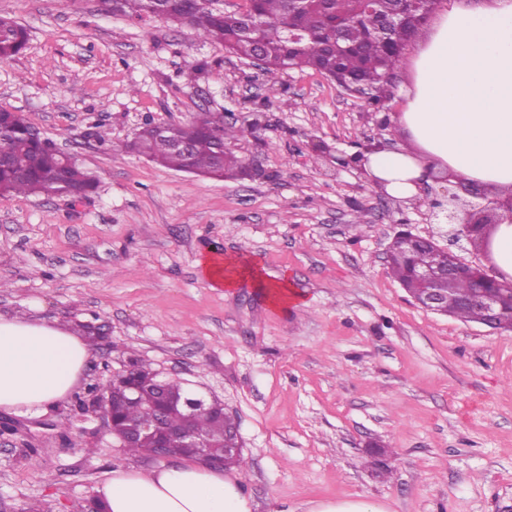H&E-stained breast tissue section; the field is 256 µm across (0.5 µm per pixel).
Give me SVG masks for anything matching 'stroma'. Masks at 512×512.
Segmentation results:
<instances>
[{
	"mask_svg": "<svg viewBox=\"0 0 512 512\" xmlns=\"http://www.w3.org/2000/svg\"><path fill=\"white\" fill-rule=\"evenodd\" d=\"M29 35L0 63V108L23 112L98 179L81 202L0 195V316L72 330L91 357L73 394L36 416L0 411V512H84L128 455L100 407L79 410L137 355L236 416L252 512L363 501L384 512H512V331L416 305L390 275L393 236H425L441 180L394 197L336 153L395 148L419 37L382 107L313 70L269 85L187 27L113 14L106 0H0ZM210 68L188 77L200 61ZM220 112L257 136L261 180L213 179L128 153L145 122ZM109 132L110 146L95 137ZM332 158L317 157L315 144ZM365 223H358V215ZM260 281L213 287L208 257ZM287 284L298 304L271 302ZM70 418V432L58 426Z\"/></svg>",
	"mask_w": 512,
	"mask_h": 512,
	"instance_id": "obj_1",
	"label": "stroma"
}]
</instances>
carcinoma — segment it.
Wrapping results in <instances>:
<instances>
[{"instance_id":"1","label":"carcinoma","mask_w":512,"mask_h":512,"mask_svg":"<svg viewBox=\"0 0 512 512\" xmlns=\"http://www.w3.org/2000/svg\"><path fill=\"white\" fill-rule=\"evenodd\" d=\"M437 0H377L376 17L390 19L383 32L366 17L360 0H252L256 30L244 32L238 17L213 8L208 0H117L116 8L130 18L141 19L157 12L159 17L194 30L224 50L247 60L263 53V75L267 83H278L288 69H311L329 78L363 84L371 91L373 103L381 104L390 94L389 78L399 66L405 43L415 34ZM27 44V31L17 21L0 17V62L18 55ZM255 135L252 127L224 122L221 112H205L190 124H170L160 131L144 123L132 149L149 161L178 171L224 178L243 173V158L221 149L224 143ZM0 194L57 195L63 191L87 196L97 179L77 162L68 163L47 145V138L16 114L0 113ZM444 257L436 248L420 242L409 250H396L388 261L391 275L409 297L419 295L421 284L412 278L415 268H434ZM455 300L448 314L466 321L483 320L481 308L464 304L473 291L470 277L455 281ZM158 374L151 364L132 359L128 372L98 393L90 387L92 403L116 410L123 424L150 417L149 398L155 393ZM162 394L170 401L183 402L190 394L185 383L163 382ZM237 426L229 414L206 412L196 415L195 431L209 438L208 451L224 457V468L244 470V456L224 455L230 435Z\"/></svg>"}]
</instances>
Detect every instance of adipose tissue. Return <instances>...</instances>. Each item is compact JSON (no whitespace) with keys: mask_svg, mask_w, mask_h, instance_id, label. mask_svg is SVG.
Listing matches in <instances>:
<instances>
[{"mask_svg":"<svg viewBox=\"0 0 512 512\" xmlns=\"http://www.w3.org/2000/svg\"><path fill=\"white\" fill-rule=\"evenodd\" d=\"M399 123L404 143L366 164L387 193L412 198L438 172L512 190V0H452L412 62ZM90 356L72 331L0 317V409L41 413L77 385ZM100 492L109 512H251L237 478L197 462L120 465Z\"/></svg>","mask_w":512,"mask_h":512,"instance_id":"adipose-tissue-1","label":"adipose tissue"}]
</instances>
